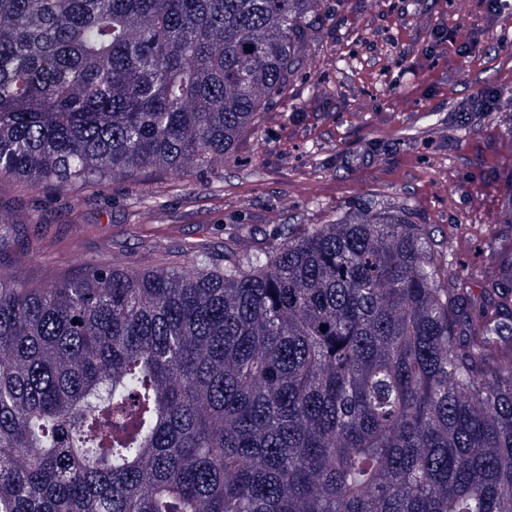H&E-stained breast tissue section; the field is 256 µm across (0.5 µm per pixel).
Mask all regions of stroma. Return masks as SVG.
Listing matches in <instances>:
<instances>
[{
	"instance_id": "35a3bbf8",
	"label": "stroma",
	"mask_w": 512,
	"mask_h": 512,
	"mask_svg": "<svg viewBox=\"0 0 512 512\" xmlns=\"http://www.w3.org/2000/svg\"><path fill=\"white\" fill-rule=\"evenodd\" d=\"M322 0L313 62L254 118L223 167L39 190L0 180L35 257L0 266L31 285L82 263L141 266L245 229L264 248L292 224L367 205L409 213L437 239L462 238L455 267L485 262L512 167V109L460 112L484 88L512 99V0ZM473 43L470 55L457 51Z\"/></svg>"
}]
</instances>
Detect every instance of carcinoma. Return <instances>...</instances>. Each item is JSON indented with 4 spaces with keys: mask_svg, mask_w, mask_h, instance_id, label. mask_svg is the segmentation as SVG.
Returning <instances> with one entry per match:
<instances>
[{
    "mask_svg": "<svg viewBox=\"0 0 512 512\" xmlns=\"http://www.w3.org/2000/svg\"><path fill=\"white\" fill-rule=\"evenodd\" d=\"M322 0H0V180L224 164ZM0 212V252L19 244ZM402 211L0 269V512H512V236Z\"/></svg>",
    "mask_w": 512,
    "mask_h": 512,
    "instance_id": "obj_1",
    "label": "carcinoma"
}]
</instances>
